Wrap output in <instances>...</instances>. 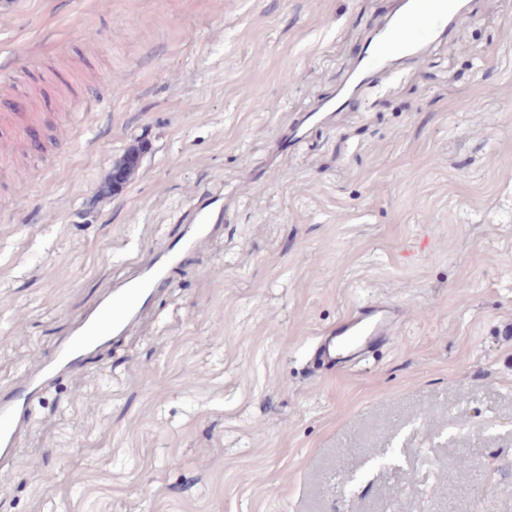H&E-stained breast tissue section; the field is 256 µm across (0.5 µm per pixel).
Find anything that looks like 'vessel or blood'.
<instances>
[{
  "label": "vessel or blood",
  "instance_id": "1",
  "mask_svg": "<svg viewBox=\"0 0 512 512\" xmlns=\"http://www.w3.org/2000/svg\"><path fill=\"white\" fill-rule=\"evenodd\" d=\"M466 17L461 0H398V8L384 27L366 42L352 71V83L323 101V112L348 109L364 86L390 79L405 61L425 56L429 47ZM39 124L37 110L0 115V127L13 130L0 137V154L11 152L17 138ZM220 194H210L196 205L188 231L163 244L148 258L137 261L132 274L114 280L105 295L59 339L50 356H38L27 366L20 384L0 387V494L9 495L8 477L21 458L23 438L33 428V409L49 385L62 374L83 375L92 356L130 330L150 311L155 297L170 287V273L187 257L206 254L224 220ZM397 309L365 305L338 321L319 337L320 360L336 361L363 355L391 333Z\"/></svg>",
  "mask_w": 512,
  "mask_h": 512
}]
</instances>
